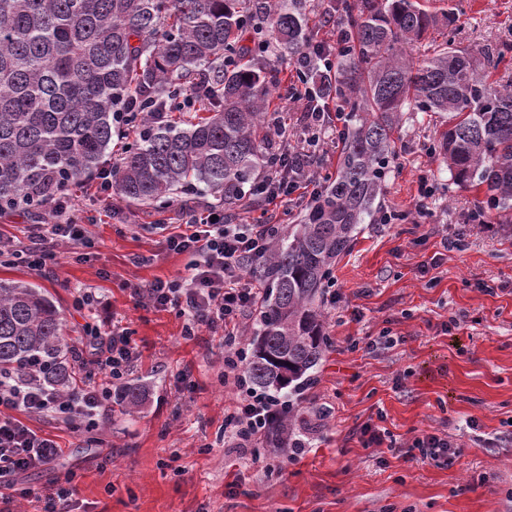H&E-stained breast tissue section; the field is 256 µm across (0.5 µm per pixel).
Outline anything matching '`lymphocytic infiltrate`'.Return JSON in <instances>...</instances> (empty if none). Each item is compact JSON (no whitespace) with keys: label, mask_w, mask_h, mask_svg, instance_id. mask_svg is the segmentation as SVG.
<instances>
[{"label":"lymphocytic infiltrate","mask_w":512,"mask_h":512,"mask_svg":"<svg viewBox=\"0 0 512 512\" xmlns=\"http://www.w3.org/2000/svg\"><path fill=\"white\" fill-rule=\"evenodd\" d=\"M315 140L290 146L285 156L303 168L301 178L286 176L281 161L265 167L253 194L268 204L313 199L320 190L318 177L309 166ZM41 211L51 223L29 225L25 238L0 237V258L18 257L39 274L52 273L57 248L93 247L94 242L74 214L65 192L45 195ZM277 224L266 222L231 224L224 215L186 221L184 230L164 237L167 250L188 255L186 273L171 280H155L134 289L145 306L173 309L184 320V334L217 330L224 333V381L231 384L236 399L224 416V441L240 455L254 454L258 443L284 411L287 402L257 391L244 373L248 358L243 343L244 320L259 304L260 290L252 273L257 261L267 254L271 240L280 232ZM83 338L74 347V362L83 383L58 394L33 380H17L0 373V484L13 485L17 475L45 468L57 461L62 450L55 437L29 427L31 414L53 413L68 428L94 425L96 415L106 412L112 399L111 382L130 375L141 354L129 328L95 321L82 327ZM398 451L408 461L448 462L461 451L447 436L424 434L399 444ZM76 487L72 476L56 480L50 491L15 487L14 494L40 504V512H75Z\"/></svg>","instance_id":"f902f5d3"}]
</instances>
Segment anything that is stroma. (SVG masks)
<instances>
[{"label": "stroma", "instance_id": "1", "mask_svg": "<svg viewBox=\"0 0 512 512\" xmlns=\"http://www.w3.org/2000/svg\"><path fill=\"white\" fill-rule=\"evenodd\" d=\"M463 5L458 47L476 55L512 36V0ZM441 129L437 117L405 113L384 201L406 218L362 225L332 265L341 300L321 307L332 344L288 426L306 449L292 457L264 439L253 465L222 441L235 399L222 376L223 333L184 338L175 311L143 308L130 291L184 274L186 257L166 250L153 225L184 223L209 200L157 211L125 199L113 215L82 181L79 216L90 222L94 248H62L47 277L18 260L2 264L0 281L44 288L72 340L85 322L121 320L142 352L131 378L149 395L133 413L113 409L91 431L31 417L29 426L56 435L64 453L19 482L45 490L74 473L83 512H512V221L466 223L484 194L454 182L442 159L425 151ZM423 176L434 194L420 217ZM445 237L461 239L462 249H444ZM88 287L101 304L75 309L74 289ZM364 337L376 340L373 351L352 348ZM186 369L196 388L181 393L175 381ZM326 407L331 415L317 420ZM379 410L397 439L445 435L462 448L461 459L380 462L352 434ZM235 480L240 488L227 493Z\"/></svg>", "mask_w": 512, "mask_h": 512}]
</instances>
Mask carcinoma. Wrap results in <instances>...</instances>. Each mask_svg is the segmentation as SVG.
Here are the masks:
<instances>
[{"label":"carcinoma","mask_w":512,"mask_h":512,"mask_svg":"<svg viewBox=\"0 0 512 512\" xmlns=\"http://www.w3.org/2000/svg\"><path fill=\"white\" fill-rule=\"evenodd\" d=\"M462 13V0H336V69L321 93L347 114L343 147L302 223L274 238L245 365L254 386L286 392L290 419L328 347L318 295L358 226L374 223L404 113L448 119L432 152L456 181L485 188L489 209L512 214V81L486 78L512 43L481 51L479 62L451 39L414 56L439 20L452 26ZM258 38L305 59L317 44L308 0H0V206L26 208L37 185L61 191L95 172L112 144V113L133 100L169 116L143 117L116 190L159 209L176 192L235 205L274 153L261 129L279 78L257 65ZM197 86L207 106L179 105L178 91ZM0 370L70 387L60 313L30 282L0 283ZM141 402L142 387L127 386L124 407Z\"/></svg>","instance_id":"cac0c4a2"}]
</instances>
